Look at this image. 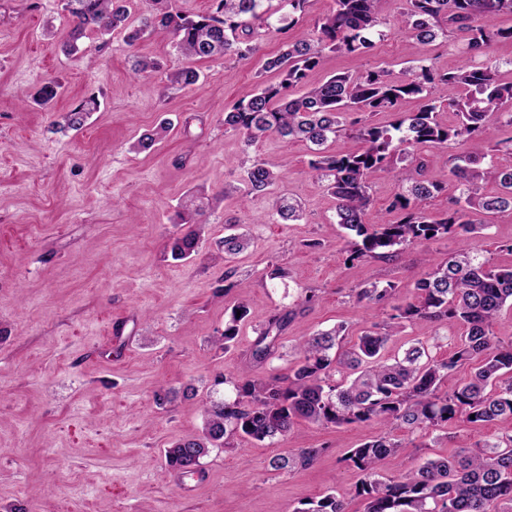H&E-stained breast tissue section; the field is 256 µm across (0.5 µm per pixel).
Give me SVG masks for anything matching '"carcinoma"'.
I'll return each instance as SVG.
<instances>
[{
	"label": "carcinoma",
	"instance_id": "obj_1",
	"mask_svg": "<svg viewBox=\"0 0 512 512\" xmlns=\"http://www.w3.org/2000/svg\"><path fill=\"white\" fill-rule=\"evenodd\" d=\"M126 0H62L73 27L64 42L66 50H79L77 42L91 28L107 34L127 29ZM150 17L142 26L128 29L126 44L133 47L153 24L177 39L186 57L222 60L228 56L246 59L258 51L255 37L263 30L285 35L306 11L309 0H209L200 13L173 9L171 0H145ZM378 0H333L332 10L314 24L309 40L285 41L283 51L267 57L263 69L280 76L276 84H262L249 98L224 112V132L240 136L246 146L267 135L285 143L303 141L313 146L310 167L326 181L336 200L337 223L355 233L346 243L349 260L393 261L405 247L453 235L459 239L454 256L436 265L415 282L416 302L390 315L391 322L365 331L348 350H339L346 327L339 324L321 331L298 346V361L288 379L266 380L251 371L275 358L282 347L281 335L299 310L316 301L308 292L288 310L263 325L246 360V369L235 376H219L214 385H228L231 395L203 405L201 432L167 449V465L178 473H194L213 448H228L231 439L271 443L288 436L303 420L317 425L367 423L379 420L398 424L410 432L428 433L462 419L471 424H490L512 417V342L503 344L492 327L506 303H512V267H491L480 260L472 239L487 227L485 217L512 212V167H486L483 135L504 122L512 127V78L478 61L496 39L512 41V27H496V19L512 15V0H403L402 11L393 22L396 31L413 43L428 45L439 37L461 34L465 40L463 63L438 72L417 58L416 65L398 74L386 69L361 76L336 73L308 86L310 71L326 51L367 54L376 41L388 36L387 22L379 16ZM200 74L193 68L171 71L165 89L182 90L195 84ZM455 84L464 95L449 104L456 123L438 120L435 89ZM60 84L45 83L34 95L42 106L59 94ZM418 101L414 112L400 111L407 99ZM96 107V100L80 101L56 115V123L80 128ZM389 112L394 121L387 126L372 124L362 114ZM355 127L360 147L340 153L327 150L343 127ZM160 126L132 145L144 152L165 136ZM469 144L470 151L457 157L451 175L459 195L454 208L441 217L427 213V202L444 190L442 183L427 175L425 151L446 148L448 143ZM384 169L397 170L402 192L392 203L399 216L394 220L370 219V180ZM279 179L275 166L255 162L243 178L244 195L265 192ZM492 181L497 192L479 194L480 185ZM284 221H297L301 207L290 199L274 202ZM203 207L189 197L179 213L186 230L172 238L171 256L184 260L197 255L201 243ZM247 233L229 234L220 241L224 260L230 261L250 245ZM395 291L391 282L373 284L357 292V301L368 306L385 302ZM247 315L240 303L224 320V331L216 342L229 347L238 335V323ZM432 324L446 328L459 323L465 331L448 357L436 359L428 347L417 342L393 360L381 352L389 336L405 324ZM472 368L470 378L450 391L442 390L448 373L462 365ZM402 444L388 437L367 441L349 451V465L360 473L355 493L365 502L364 512H512V434L475 448H458L449 456L428 459L399 477L385 478L384 461L400 453ZM318 448H304L295 457H277L274 469L296 463L307 465ZM293 512H346L342 500L330 493L303 503Z\"/></svg>",
	"mask_w": 512,
	"mask_h": 512
}]
</instances>
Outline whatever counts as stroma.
<instances>
[{"mask_svg":"<svg viewBox=\"0 0 512 512\" xmlns=\"http://www.w3.org/2000/svg\"><path fill=\"white\" fill-rule=\"evenodd\" d=\"M49 27L55 38L46 36ZM70 27L61 0H0V512H293L331 492L346 512H364L355 494L360 475L345 460L352 448L387 434L401 440L402 454L382 468L393 478L423 459L497 439L498 422L456 420L426 436L377 421L301 422L272 444L212 449L202 476L172 471L165 449L200 433L201 401L214 378L242 370L271 315L299 293L318 296L260 372L284 379L304 338L342 323L353 341L393 307L414 302L416 280L458 240L409 246L396 261H347L335 201L310 169L307 145L268 136L248 148L225 132V111L255 93L258 82L277 83V73L262 64L282 39L264 40L249 60L216 62L181 55L162 29L134 49L120 32L91 31L69 55L61 38ZM461 43L454 35L418 49L394 32L366 55L324 53L308 81L384 66L397 72L418 56L447 71L461 63ZM138 55L160 62L161 71L134 76ZM181 67L198 70V82L165 90L162 70ZM50 80L62 89L48 112L30 95ZM91 95L99 107L82 129L53 127L54 112ZM165 121L171 128L162 140L132 151ZM465 150L449 144L446 160L431 163L429 178L445 185L429 201L432 214L451 207L457 191L450 169ZM256 159L273 164L280 181L245 201L234 188ZM191 194L207 201L201 248L176 261L168 243L181 230L177 214ZM280 195L302 203L301 221L273 216ZM230 222L250 232L252 245L228 263L219 242ZM473 245L490 264L511 266L512 213L496 214ZM275 265L287 268L286 279L269 280ZM228 273L238 288L225 290ZM373 282L393 283L395 293L369 309L356 293ZM241 302L248 316L233 346H214ZM462 332L458 325L409 324L385 354L420 340L444 358ZM189 385L198 391L192 400L181 396ZM160 387L175 392L161 406L153 398ZM302 448L318 449L312 464L270 467L272 457Z\"/></svg>","mask_w":512,"mask_h":512,"instance_id":"stroma-1","label":"stroma"}]
</instances>
